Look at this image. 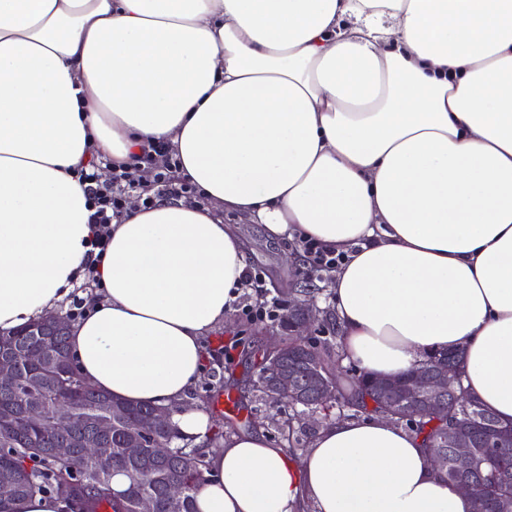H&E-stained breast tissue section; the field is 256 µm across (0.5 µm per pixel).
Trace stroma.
<instances>
[{"label": "stroma", "instance_id": "obj_1", "mask_svg": "<svg viewBox=\"0 0 512 512\" xmlns=\"http://www.w3.org/2000/svg\"><path fill=\"white\" fill-rule=\"evenodd\" d=\"M245 230L246 265L263 273L270 295L285 300L292 288L312 289V300L321 317L313 339L319 345L329 346L331 367L345 371L342 347L328 324L329 317L335 314L328 272H310L303 251L293 239L269 238L260 224L246 225ZM283 333L280 323L249 321L237 311L227 312L224 329L204 337L203 345L208 350L228 348L231 357L220 361L206 360L201 377L188 393L185 404L202 409L207 413L211 426L221 430L263 431L270 442L286 445L288 454L297 457L310 448L313 438L324 425L323 419L304 415L301 409L285 402L269 406L253 386L257 350L269 337ZM220 395L232 397L235 412L229 414L213 410L212 402Z\"/></svg>", "mask_w": 512, "mask_h": 512}]
</instances>
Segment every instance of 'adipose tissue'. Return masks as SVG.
Segmentation results:
<instances>
[{
    "label": "adipose tissue",
    "mask_w": 512,
    "mask_h": 512,
    "mask_svg": "<svg viewBox=\"0 0 512 512\" xmlns=\"http://www.w3.org/2000/svg\"><path fill=\"white\" fill-rule=\"evenodd\" d=\"M160 143L203 203L92 223L80 169ZM244 220L346 254L329 288L362 373L460 350L467 394L512 421V0H0V335L93 273L79 376L203 438L183 402L239 295ZM204 461L198 512L472 510L378 416L297 460L257 431Z\"/></svg>",
    "instance_id": "1"
}]
</instances>
